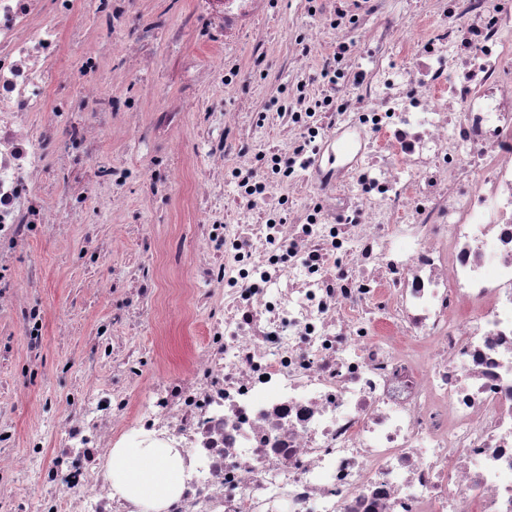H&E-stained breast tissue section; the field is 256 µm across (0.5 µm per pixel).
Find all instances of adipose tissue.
<instances>
[{
    "instance_id": "1",
    "label": "adipose tissue",
    "mask_w": 512,
    "mask_h": 512,
    "mask_svg": "<svg viewBox=\"0 0 512 512\" xmlns=\"http://www.w3.org/2000/svg\"><path fill=\"white\" fill-rule=\"evenodd\" d=\"M185 461L174 448L127 439L112 449L103 471L115 497L139 512H166L185 489Z\"/></svg>"
}]
</instances>
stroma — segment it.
<instances>
[{
	"instance_id": "stroma-1",
	"label": "stroma",
	"mask_w": 512,
	"mask_h": 512,
	"mask_svg": "<svg viewBox=\"0 0 512 512\" xmlns=\"http://www.w3.org/2000/svg\"><path fill=\"white\" fill-rule=\"evenodd\" d=\"M317 19L308 0H275L272 8L260 22L259 34L264 37L267 51L262 64V75L249 88L227 95L215 89L209 74L210 59L205 52H198L197 105L189 112L188 124L181 132L184 141H192L199 113L233 112L237 124L250 129L263 139L276 135L272 124L262 121L265 113L276 111L283 85L304 82L312 92H320L318 79L322 58L334 51L328 39H321L320 53L306 54L302 38L316 34ZM104 73L101 87L104 95H111L113 87L128 88L131 95L139 97L141 108L129 122L132 125L148 122L157 105L154 90L164 89L170 98H177L179 83L163 71L155 61L135 53L121 35L111 41L101 42ZM94 164L122 162L133 167L149 164L146 148L123 129L112 137L101 140ZM188 200L166 195L147 196L139 182H131L115 205L113 212L98 210L95 204L73 217L71 224L51 230L42 239L24 248L15 259L16 277L29 303L56 311L69 312L67 323L50 320L48 343L43 353L48 365L59 362H77L86 342L97 326L108 318L122 288L128 287L129 276L135 262L142 254L137 246L121 252L102 251L98 263L82 262L88 235H95L99 242H106L112 223L139 224L158 243L154 264L162 282L158 301L165 316L161 324H148L141 331V342L151 345L161 340L169 367H178L183 352L197 347L202 340V322L189 319L190 287L186 268L172 263L166 252L169 243L179 241L192 245L195 241V224ZM39 267L42 277L30 282L31 267ZM74 376L53 375L49 384L32 386L13 377L10 370L0 369V391L16 400L14 420L18 429H29L32 424L33 406L45 401L60 403Z\"/></svg>"
}]
</instances>
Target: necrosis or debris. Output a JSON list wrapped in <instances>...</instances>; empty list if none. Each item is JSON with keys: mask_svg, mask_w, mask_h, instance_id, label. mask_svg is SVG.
<instances>
[{"mask_svg": "<svg viewBox=\"0 0 512 512\" xmlns=\"http://www.w3.org/2000/svg\"><path fill=\"white\" fill-rule=\"evenodd\" d=\"M272 0H192L180 23L144 22L139 0H99L78 94L56 96L75 0H0V321L18 299L14 259L87 203L125 186L175 190L196 162L199 234L185 260L203 340L179 369L146 363L136 335L156 293L144 264L85 346L63 410L19 433L0 399V512H136L103 478L130 437L178 449L187 491L170 512H512V0H439L430 30L371 0L379 23L329 4L324 32L365 30L379 49L329 55L330 93L300 82L272 122L281 148L206 121L186 149L183 110L157 105L131 134L150 168L83 173L96 140L137 99L97 86L99 44L146 58L156 36L250 38ZM397 49L410 62L382 54ZM60 148L59 166L46 149ZM308 191L297 201L295 185ZM48 313L22 311L0 364L44 384Z\"/></svg>", "mask_w": 512, "mask_h": 512, "instance_id": "4bbe7bcc", "label": "necrosis or debris"}]
</instances>
